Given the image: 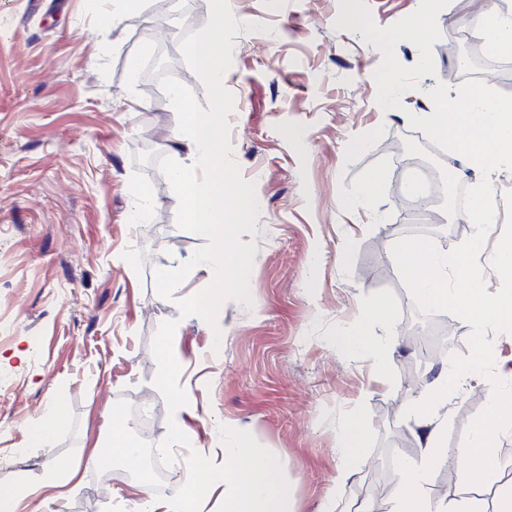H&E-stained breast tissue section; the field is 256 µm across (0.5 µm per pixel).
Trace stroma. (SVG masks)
Returning <instances> with one entry per match:
<instances>
[{
    "instance_id": "stroma-1",
    "label": "stroma",
    "mask_w": 512,
    "mask_h": 512,
    "mask_svg": "<svg viewBox=\"0 0 512 512\" xmlns=\"http://www.w3.org/2000/svg\"><path fill=\"white\" fill-rule=\"evenodd\" d=\"M230 5L236 19L271 31H240L224 77L235 97L234 158L256 183L260 216L256 234L241 236L257 246L250 302H224L213 328L157 293L156 269L183 264L208 240L177 227L176 195L164 175L144 170L143 145L177 161L187 150L167 94L129 65L143 46L169 47L171 75L206 104L180 40L206 25L210 0H142L107 31L98 0H0V325L9 328L0 338V485L31 488L19 512H125L140 497L123 470L100 474L87 460L122 399L140 437L154 446L166 437L151 353L166 320L178 323L192 448L219 465L220 426L247 430L280 460L292 512H352L368 476L378 512H391L404 462L422 453L407 410L440 369L469 361L475 339L452 312L447 356L423 358L408 342L414 312L431 306L411 288L395 245L421 235L436 252H453L473 233L450 194L413 216L405 188L419 168L451 186H484L487 252L472 265L489 296L503 287L488 254L512 240V169L488 179L464 170L423 117L475 84L512 99L501 71L463 75L462 55L441 50L452 33L479 42L481 11L512 14V0H443L426 13L417 0ZM373 178L375 195L363 197ZM142 184L153 207L134 223ZM380 305L383 321L371 316ZM358 325L387 353L384 381L362 350L336 342ZM485 339L497 358L484 381L440 409L453 449L469 444L489 384L512 394V335ZM55 401L65 417L51 444L28 447L29 427ZM354 421L363 446L345 457L339 443ZM75 465L80 484L45 485L47 468Z\"/></svg>"
}]
</instances>
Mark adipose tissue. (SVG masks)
<instances>
[{
	"instance_id": "adipose-tissue-1",
	"label": "adipose tissue",
	"mask_w": 512,
	"mask_h": 512,
	"mask_svg": "<svg viewBox=\"0 0 512 512\" xmlns=\"http://www.w3.org/2000/svg\"><path fill=\"white\" fill-rule=\"evenodd\" d=\"M426 124L435 137L446 140L453 152L484 176L512 166L511 99H496L483 87L472 86L452 103H438L435 111L428 113ZM485 205L484 193H476L469 212L476 231L462 250L441 256L426 241L416 238L402 240L396 246L398 259L415 289L436 308L465 317L474 328L476 340L468 364L441 374L434 396L408 411L423 430L426 452L420 461L404 465V488L395 499L393 512H512V497L508 495L491 505L482 496L466 493L445 504L423 491L435 462L454 460L471 485L493 483L504 468L495 450V439L512 431V399L495 394L493 414L475 421L472 443L452 454L447 452L440 425L432 416L433 410L443 404L445 397L456 393L464 381L482 378L489 355L484 333L512 332V240L504 243L491 260L494 273L505 285L497 296H486L469 262L472 255L484 249Z\"/></svg>"
}]
</instances>
